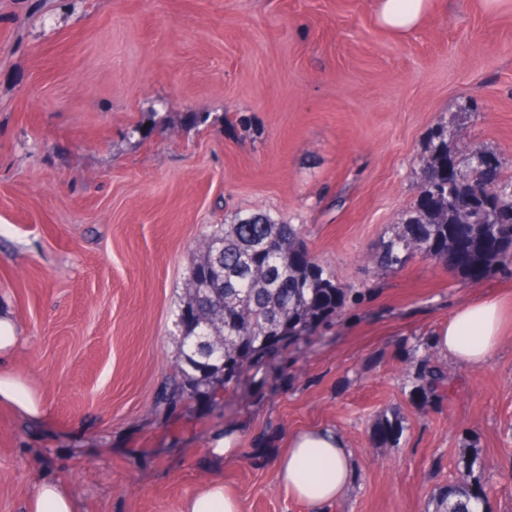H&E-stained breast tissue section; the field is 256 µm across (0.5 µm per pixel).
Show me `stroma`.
Segmentation results:
<instances>
[{
	"instance_id": "obj_1",
	"label": "stroma",
	"mask_w": 512,
	"mask_h": 512,
	"mask_svg": "<svg viewBox=\"0 0 512 512\" xmlns=\"http://www.w3.org/2000/svg\"><path fill=\"white\" fill-rule=\"evenodd\" d=\"M376 4L0 0V312L18 336L0 374L44 405L0 402V512H28L41 479L78 512H182L215 478L242 512H312L276 464L317 427L352 453L329 512H431L465 447L488 512H512V265L365 260L415 206L436 127L457 162L477 145L512 172V0H434L404 37ZM253 213L301 225L363 294L220 400L171 399L196 244ZM485 297L506 311L498 350L439 356L448 393L424 399L419 340ZM227 433L236 452L214 459Z\"/></svg>"
}]
</instances>
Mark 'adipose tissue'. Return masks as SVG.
<instances>
[{"instance_id": "1", "label": "adipose tissue", "mask_w": 512, "mask_h": 512, "mask_svg": "<svg viewBox=\"0 0 512 512\" xmlns=\"http://www.w3.org/2000/svg\"><path fill=\"white\" fill-rule=\"evenodd\" d=\"M431 7V0H378L379 24L397 35L414 30ZM502 331L498 302L484 298L459 307L441 329L436 342L442 352L463 364H480L496 351ZM351 453L335 431L310 428L295 433L280 459L276 477L291 495L313 507L339 502L351 481ZM30 512H77V502L62 484L37 483Z\"/></svg>"}]
</instances>
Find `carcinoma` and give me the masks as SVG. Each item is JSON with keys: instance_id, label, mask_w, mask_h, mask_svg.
Instances as JSON below:
<instances>
[{"instance_id": "carcinoma-1", "label": "carcinoma", "mask_w": 512, "mask_h": 512, "mask_svg": "<svg viewBox=\"0 0 512 512\" xmlns=\"http://www.w3.org/2000/svg\"><path fill=\"white\" fill-rule=\"evenodd\" d=\"M454 132L439 127L432 136L423 165H448L453 173V191L423 185L416 210L409 213L403 230L396 231L368 257L376 273L400 269L418 253L427 259H447L466 276H478L494 264L512 265V174L496 164L497 184L493 191L500 203L481 224L462 223L461 217L478 211L481 202L473 185L482 180L477 158L482 148L470 150L467 165L448 163V139ZM180 297L179 310L196 314L195 325L175 323L181 336L171 393L192 398L200 389L216 396L244 376L288 351L293 344L309 339L321 327L338 318L361 291L347 288L316 260L308 250L300 227L282 224L265 214H252L232 224L212 226ZM231 305L224 318V366L204 375L193 362L199 360L195 337L203 336L221 304ZM417 374L418 390L424 397H441L448 387V373L433 362L429 343ZM400 432L398 419H385L375 428L376 437L389 441ZM461 463L466 476L448 483L437 512H486L487 492L478 478L471 477L479 463L475 449H463Z\"/></svg>"}]
</instances>
